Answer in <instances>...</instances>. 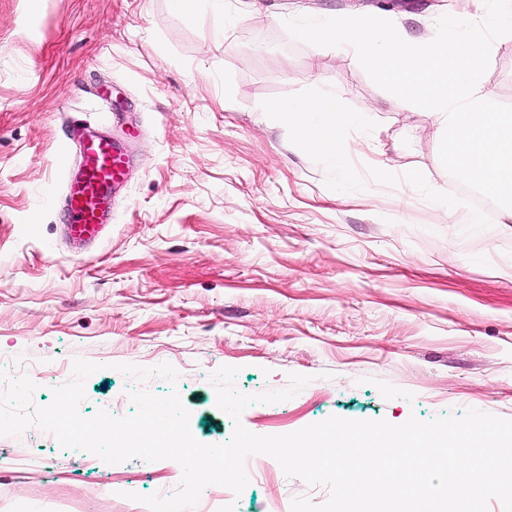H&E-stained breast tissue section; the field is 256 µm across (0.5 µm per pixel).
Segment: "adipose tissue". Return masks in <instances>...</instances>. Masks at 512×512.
<instances>
[{
  "label": "adipose tissue",
  "instance_id": "1",
  "mask_svg": "<svg viewBox=\"0 0 512 512\" xmlns=\"http://www.w3.org/2000/svg\"><path fill=\"white\" fill-rule=\"evenodd\" d=\"M265 110L281 116L301 143L314 153L327 157L339 168L344 165V155L338 148L341 131L367 121L366 114L343 111L331 96L271 102Z\"/></svg>",
  "mask_w": 512,
  "mask_h": 512
}]
</instances>
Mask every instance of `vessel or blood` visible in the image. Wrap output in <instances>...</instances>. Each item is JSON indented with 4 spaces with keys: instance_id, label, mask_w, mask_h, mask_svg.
<instances>
[{
    "instance_id": "obj_1",
    "label": "vessel or blood",
    "mask_w": 512,
    "mask_h": 512,
    "mask_svg": "<svg viewBox=\"0 0 512 512\" xmlns=\"http://www.w3.org/2000/svg\"><path fill=\"white\" fill-rule=\"evenodd\" d=\"M74 147L77 162L67 178L63 227L73 241L97 242L112 222V194L126 180L129 156L102 129L82 132Z\"/></svg>"
}]
</instances>
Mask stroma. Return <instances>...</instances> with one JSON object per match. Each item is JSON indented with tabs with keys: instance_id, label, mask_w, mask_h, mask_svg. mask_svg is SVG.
Returning a JSON list of instances; mask_svg holds the SVG:
<instances>
[{
	"instance_id": "stroma-1",
	"label": "stroma",
	"mask_w": 512,
	"mask_h": 512,
	"mask_svg": "<svg viewBox=\"0 0 512 512\" xmlns=\"http://www.w3.org/2000/svg\"><path fill=\"white\" fill-rule=\"evenodd\" d=\"M225 25L169 0H0V371L27 367L35 406L73 378L82 416L131 414L119 363L171 364L193 436L230 440L211 381L254 403L250 432L290 434L329 416L430 421L476 409L512 419V224L449 175L425 109L377 86L352 52L294 38L286 19L385 15L410 37L472 0H236ZM482 82L512 104V36ZM111 90V102L95 95ZM336 96L366 128L340 135L343 170L303 147L267 103ZM134 131V164L106 239L79 253L59 230L76 126ZM482 212L450 223L448 210ZM171 461L110 464L32 426L0 436V512H124L128 493L174 492ZM328 491L277 461L250 475L235 512Z\"/></svg>"
}]
</instances>
